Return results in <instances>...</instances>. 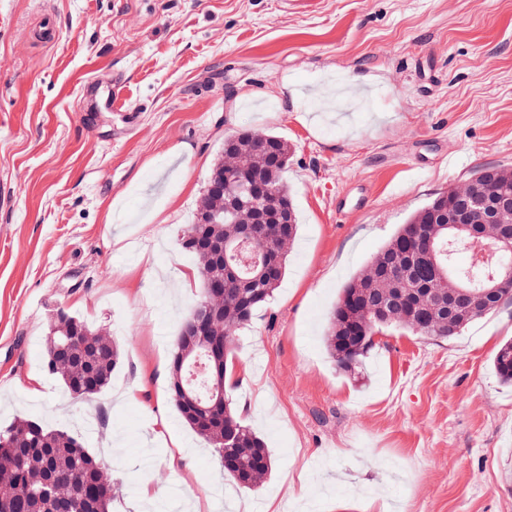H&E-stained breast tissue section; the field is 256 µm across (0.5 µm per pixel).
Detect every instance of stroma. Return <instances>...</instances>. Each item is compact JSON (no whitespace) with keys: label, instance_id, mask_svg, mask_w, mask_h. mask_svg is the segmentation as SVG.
Listing matches in <instances>:
<instances>
[{"label":"stroma","instance_id":"obj_1","mask_svg":"<svg viewBox=\"0 0 512 512\" xmlns=\"http://www.w3.org/2000/svg\"><path fill=\"white\" fill-rule=\"evenodd\" d=\"M91 78L121 108H88ZM238 130L288 139L301 221L227 382L276 460L253 491L225 480L168 389L198 286L182 230ZM484 166L512 168V0H0V424L82 438L120 488L112 512L203 497L211 512H512V387L492 368L512 302L445 341L376 335L349 371L322 341L398 224ZM58 307L124 349L101 395L42 371Z\"/></svg>","mask_w":512,"mask_h":512}]
</instances>
